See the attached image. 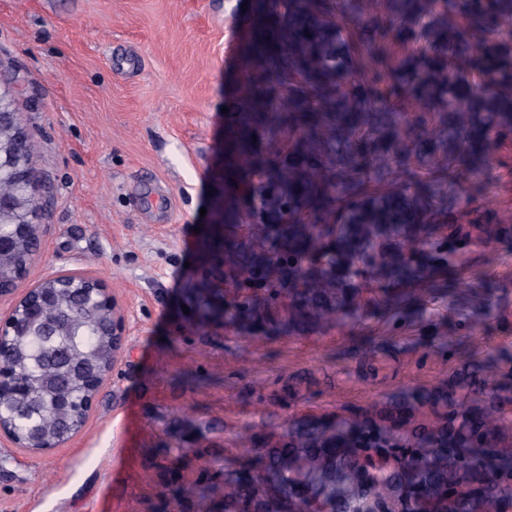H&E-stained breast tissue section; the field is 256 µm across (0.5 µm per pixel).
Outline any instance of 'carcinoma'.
I'll return each mask as SVG.
<instances>
[{"label": "carcinoma", "instance_id": "1", "mask_svg": "<svg viewBox=\"0 0 512 512\" xmlns=\"http://www.w3.org/2000/svg\"><path fill=\"white\" fill-rule=\"evenodd\" d=\"M450 20L433 16L423 0H264L254 21L259 60L246 108L259 135L274 141L288 120V159L254 157L265 178L248 187L250 209L224 225V291L204 281L194 289L199 326H224L269 339L322 329H353L378 315L394 324L417 316V294L453 300L445 287L461 257L485 236L512 238V224L491 213L479 221L451 220L457 190L512 138V0H442ZM424 43L426 67L402 66L396 90L380 91L377 73L389 34ZM20 116L0 123V196L15 211L0 218V235L14 246L0 253V274L30 264L35 201L17 172L33 160L21 139ZM420 170L413 173L409 159ZM264 221L252 237L240 223ZM476 314L496 306L495 291L472 296ZM110 312L94 299L63 288L55 302L10 338L9 363L26 385L25 398H7L0 416L16 433L54 444L86 394L89 365L112 358L104 332ZM458 351L461 378L448 386L408 387L354 418L332 422L310 416L281 435L256 440L222 478L204 487L179 484L173 497L211 494L221 512L242 503L255 512H313L336 500L337 512H369L380 496L404 482L411 493L437 502L464 484L477 490L483 512L512 507V392L498 382L501 354ZM479 454L485 464L470 466Z\"/></svg>", "mask_w": 512, "mask_h": 512}]
</instances>
